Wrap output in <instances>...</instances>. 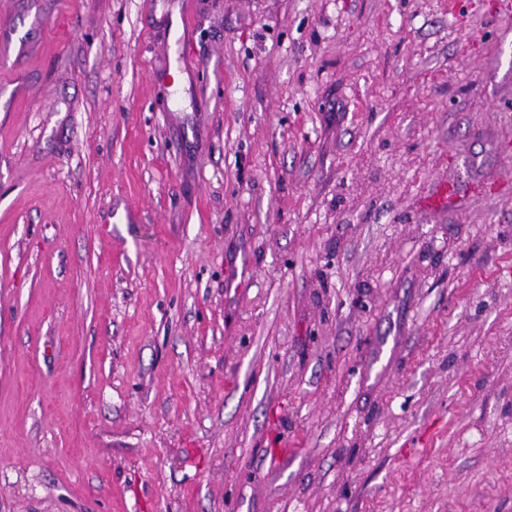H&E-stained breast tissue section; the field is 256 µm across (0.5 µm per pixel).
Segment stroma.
Masks as SVG:
<instances>
[{
    "mask_svg": "<svg viewBox=\"0 0 512 512\" xmlns=\"http://www.w3.org/2000/svg\"><path fill=\"white\" fill-rule=\"evenodd\" d=\"M0 512H512L502 0H0Z\"/></svg>",
    "mask_w": 512,
    "mask_h": 512,
    "instance_id": "stroma-1",
    "label": "stroma"
}]
</instances>
